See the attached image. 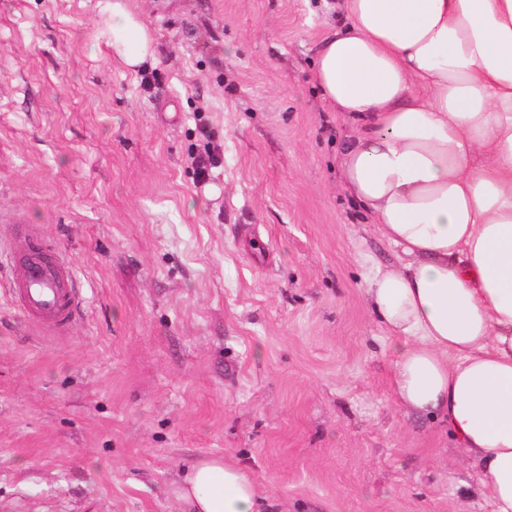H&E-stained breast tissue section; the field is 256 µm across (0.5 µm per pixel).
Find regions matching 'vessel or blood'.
<instances>
[{"label":"vessel or blood","instance_id":"1","mask_svg":"<svg viewBox=\"0 0 512 512\" xmlns=\"http://www.w3.org/2000/svg\"><path fill=\"white\" fill-rule=\"evenodd\" d=\"M10 293L29 321L57 332L70 328L82 302L70 260L48 244L30 241L17 248Z\"/></svg>","mask_w":512,"mask_h":512}]
</instances>
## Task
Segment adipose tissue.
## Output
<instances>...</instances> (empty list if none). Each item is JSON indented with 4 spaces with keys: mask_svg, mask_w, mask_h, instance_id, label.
<instances>
[{
    "mask_svg": "<svg viewBox=\"0 0 512 512\" xmlns=\"http://www.w3.org/2000/svg\"><path fill=\"white\" fill-rule=\"evenodd\" d=\"M315 63L322 95L360 131L345 187L397 266L365 279L393 336L392 389L444 420L478 469L492 512H512V0H342ZM103 33L132 69L150 28L106 0ZM190 512H261L252 478L196 463Z\"/></svg>",
    "mask_w": 512,
    "mask_h": 512,
    "instance_id": "obj_1",
    "label": "adipose tissue"
}]
</instances>
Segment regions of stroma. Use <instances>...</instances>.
Segmentation results:
<instances>
[{"label": "stroma", "mask_w": 512, "mask_h": 512, "mask_svg": "<svg viewBox=\"0 0 512 512\" xmlns=\"http://www.w3.org/2000/svg\"><path fill=\"white\" fill-rule=\"evenodd\" d=\"M130 4L154 34L136 71L99 0H0V240L39 233L84 292L57 333L0 276V512H185L203 457L268 512H491L448 428L391 390L358 255L395 257L342 188L357 127L313 78L335 14Z\"/></svg>", "instance_id": "1"}]
</instances>
